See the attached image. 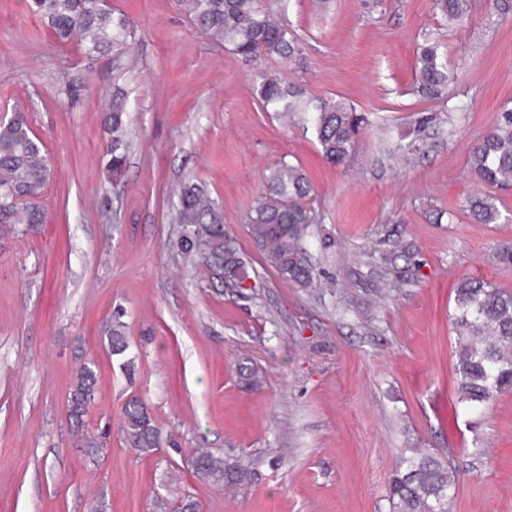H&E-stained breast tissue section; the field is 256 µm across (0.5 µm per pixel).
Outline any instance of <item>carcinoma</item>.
Masks as SVG:
<instances>
[{
    "instance_id": "1",
    "label": "carcinoma",
    "mask_w": 512,
    "mask_h": 512,
    "mask_svg": "<svg viewBox=\"0 0 512 512\" xmlns=\"http://www.w3.org/2000/svg\"><path fill=\"white\" fill-rule=\"evenodd\" d=\"M177 4L197 28L247 65L264 58L291 62L300 55L298 39L270 19L266 0H177ZM437 5L448 20L460 22L469 0H438ZM31 7L58 42L75 39L90 57L120 49L136 36L135 26L126 17L114 15L107 0H31ZM440 48L430 37L419 47L416 83L418 93L426 99L440 98L448 85V73L438 63ZM257 92L263 111L302 115L327 162L348 160L356 145L355 128L342 104L306 98L302 89L268 73L260 75ZM105 125L109 134L107 166L116 176L125 166L129 149L123 95L112 96ZM469 165L477 182L487 189L512 184V99L500 105L493 129L475 144ZM51 172L50 159L23 114L0 121V226L8 225L24 235L44 223L37 200ZM265 181L267 194L247 217L251 234L267 263L284 279L309 286L313 270L304 259V236L314 217L303 202L311 193L310 183L301 168L285 161L270 170ZM468 211L482 224H495L501 217L493 196L486 192L469 197ZM175 219L188 232L189 249L207 262L223 260L224 280L233 284L246 280L245 262L235 241L224 233L222 210L203 184L193 180L182 184ZM455 302L452 325L459 348L458 403L473 411L512 390V292L488 280L467 278L458 283ZM127 347L124 325L117 320L110 329V352L120 355ZM97 390V372L82 367L68 400L69 417L76 425L83 424ZM124 429L136 450L149 454L157 449L160 432L144 402H128ZM188 466L202 480L246 479L245 472L207 452L191 457ZM456 485V476L443 456L414 448L392 474L390 512H448Z\"/></svg>"
}]
</instances>
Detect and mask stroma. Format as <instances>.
Here are the masks:
<instances>
[{
	"instance_id": "obj_1",
	"label": "stroma",
	"mask_w": 512,
	"mask_h": 512,
	"mask_svg": "<svg viewBox=\"0 0 512 512\" xmlns=\"http://www.w3.org/2000/svg\"><path fill=\"white\" fill-rule=\"evenodd\" d=\"M501 2L471 0L455 25L436 0H267L302 52L259 69L352 110L356 149L333 165L300 120L262 111L251 71L175 0H112L136 38L91 59L58 45L29 0H0V119L23 112L52 168L44 224L0 228V512H155L187 497L198 512H389L392 470L414 448L447 458L451 512H512V391L464 410L451 325L462 278L512 291L499 259L512 188L492 191L499 223L465 208L472 148L512 98ZM428 36L450 77L432 101L415 85ZM118 91L130 148L115 180L103 121ZM449 108L453 132L427 131L424 153L399 161L419 113ZM283 160L313 188L308 287L266 262L246 222ZM189 179L222 208L249 287L182 250L176 191ZM386 249L397 258L384 266ZM88 363L99 388L79 429L67 401ZM133 398L161 432L155 454L125 437ZM200 448L246 480L198 479L186 461Z\"/></svg>"
}]
</instances>
